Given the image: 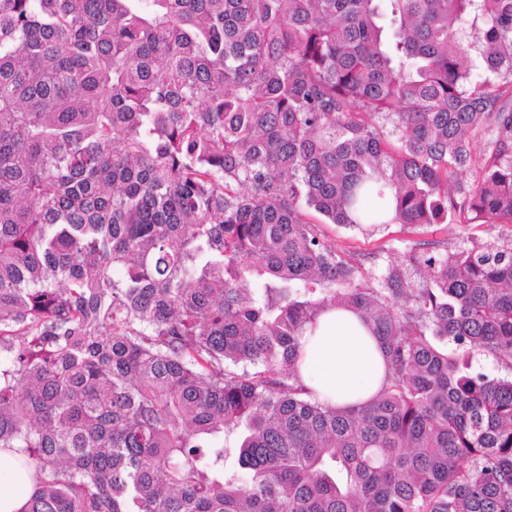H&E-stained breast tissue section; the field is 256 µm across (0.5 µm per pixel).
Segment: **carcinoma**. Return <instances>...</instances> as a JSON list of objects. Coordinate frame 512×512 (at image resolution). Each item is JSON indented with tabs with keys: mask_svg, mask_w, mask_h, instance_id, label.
Listing matches in <instances>:
<instances>
[{
	"mask_svg": "<svg viewBox=\"0 0 512 512\" xmlns=\"http://www.w3.org/2000/svg\"><path fill=\"white\" fill-rule=\"evenodd\" d=\"M309 210L512 224V0H0L24 512H512V243L372 276ZM336 304L387 359L357 409L299 372Z\"/></svg>",
	"mask_w": 512,
	"mask_h": 512,
	"instance_id": "carcinoma-1",
	"label": "carcinoma"
}]
</instances>
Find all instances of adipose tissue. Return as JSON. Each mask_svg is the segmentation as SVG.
<instances>
[{"label":"adipose tissue","mask_w":512,"mask_h":512,"mask_svg":"<svg viewBox=\"0 0 512 512\" xmlns=\"http://www.w3.org/2000/svg\"><path fill=\"white\" fill-rule=\"evenodd\" d=\"M303 382L322 399L341 406H358L380 389L385 362L378 343L361 318L332 308L302 339L299 361Z\"/></svg>","instance_id":"obj_1"}]
</instances>
